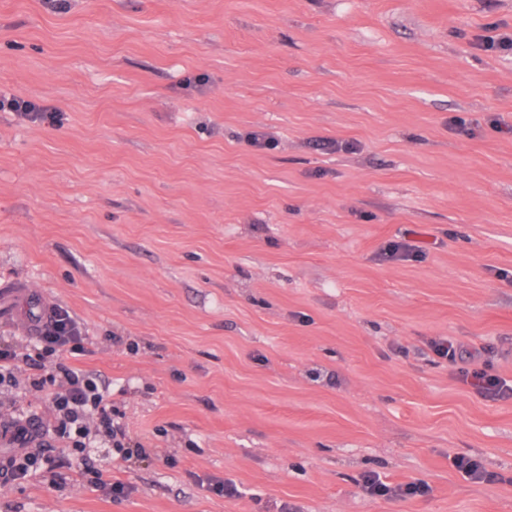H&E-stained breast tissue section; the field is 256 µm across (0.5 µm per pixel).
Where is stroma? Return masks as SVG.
<instances>
[{"instance_id": "obj_1", "label": "stroma", "mask_w": 512, "mask_h": 512, "mask_svg": "<svg viewBox=\"0 0 512 512\" xmlns=\"http://www.w3.org/2000/svg\"><path fill=\"white\" fill-rule=\"evenodd\" d=\"M504 32L512 0H0V91L61 111L0 112V289L68 312L146 450L96 451L123 498L36 471L0 512H512V397L460 380L512 382ZM408 229L436 247L381 260ZM429 349L439 358L453 362L461 353V345L452 336H438L427 341ZM461 381L484 399L495 400L512 396V385L509 386L498 375L489 373L486 368L462 371ZM361 489L371 497H407L425 495L430 492L431 487L427 482L419 481L404 487L393 488L383 483L379 477L370 475L363 479Z\"/></svg>"}]
</instances>
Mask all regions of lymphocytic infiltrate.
<instances>
[{
	"label": "lymphocytic infiltrate",
	"instance_id": "f902f5d3",
	"mask_svg": "<svg viewBox=\"0 0 512 512\" xmlns=\"http://www.w3.org/2000/svg\"><path fill=\"white\" fill-rule=\"evenodd\" d=\"M81 341V332L69 314L55 309L24 349L0 343V389L16 390L29 384L49 396L55 411L51 437L45 441L31 428L33 416L12 417L16 439L34 443L35 448L8 457L0 466L1 485L23 483L36 466L51 474L76 465L92 471L95 462L91 450L101 440L124 448L126 433L114 422L112 403L95 378L60 359L63 352L81 350Z\"/></svg>",
	"mask_w": 512,
	"mask_h": 512
}]
</instances>
